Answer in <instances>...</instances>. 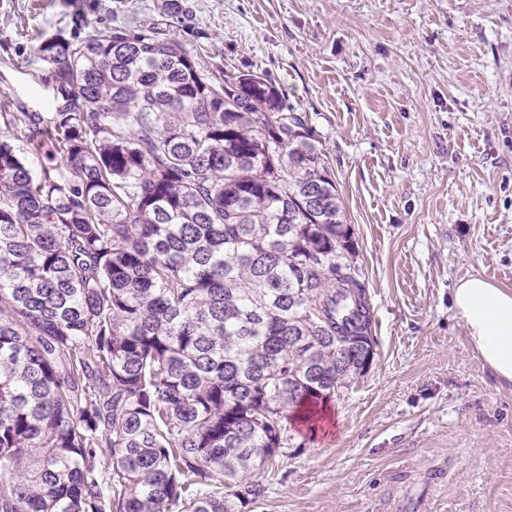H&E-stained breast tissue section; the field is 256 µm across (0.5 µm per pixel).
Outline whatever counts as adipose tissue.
Returning <instances> with one entry per match:
<instances>
[{
  "label": "adipose tissue",
  "mask_w": 512,
  "mask_h": 512,
  "mask_svg": "<svg viewBox=\"0 0 512 512\" xmlns=\"http://www.w3.org/2000/svg\"><path fill=\"white\" fill-rule=\"evenodd\" d=\"M451 302L480 358L512 382V290L470 277L453 288Z\"/></svg>",
  "instance_id": "obj_1"
}]
</instances>
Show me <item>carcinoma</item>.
<instances>
[{"mask_svg": "<svg viewBox=\"0 0 512 512\" xmlns=\"http://www.w3.org/2000/svg\"><path fill=\"white\" fill-rule=\"evenodd\" d=\"M145 24L37 46L0 105V512H240L372 315L325 154L257 74ZM40 163L32 174L16 143Z\"/></svg>", "mask_w": 512, "mask_h": 512, "instance_id": "obj_1", "label": "carcinoma"}]
</instances>
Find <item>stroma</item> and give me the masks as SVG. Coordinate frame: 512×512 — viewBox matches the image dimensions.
I'll list each match as a JSON object with an SVG mask.
<instances>
[{
    "instance_id": "stroma-1",
    "label": "stroma",
    "mask_w": 512,
    "mask_h": 512,
    "mask_svg": "<svg viewBox=\"0 0 512 512\" xmlns=\"http://www.w3.org/2000/svg\"><path fill=\"white\" fill-rule=\"evenodd\" d=\"M76 0H0V96L48 112L34 53ZM88 20L157 0H77ZM213 62L283 92L325 153L357 243L374 358L311 432L289 425L244 512H387L431 470L430 512H512V383L451 303L512 290V0H188Z\"/></svg>"
}]
</instances>
